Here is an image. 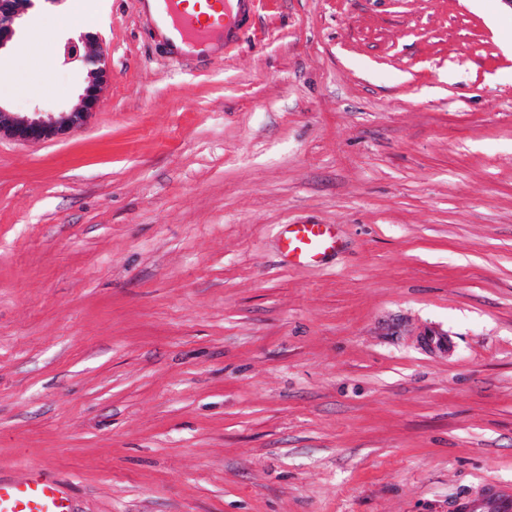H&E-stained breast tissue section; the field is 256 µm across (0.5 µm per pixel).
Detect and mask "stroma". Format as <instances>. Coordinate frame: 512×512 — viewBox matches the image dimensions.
<instances>
[{
  "label": "stroma",
  "instance_id": "obj_1",
  "mask_svg": "<svg viewBox=\"0 0 512 512\" xmlns=\"http://www.w3.org/2000/svg\"><path fill=\"white\" fill-rule=\"evenodd\" d=\"M111 77L0 137V477L75 512H455L512 487V5L262 0L170 56L86 0ZM37 0L0 107L80 108ZM42 29L43 70L16 44ZM285 224L336 252L289 263ZM83 60L92 68L88 71L80 110L58 112L57 115L49 114L46 117L39 115L42 112H36L35 117L18 118L0 107V136L5 133L16 141L38 144L58 138L84 124L99 106L103 86L109 79V70L104 57L85 56Z\"/></svg>",
  "mask_w": 512,
  "mask_h": 512
}]
</instances>
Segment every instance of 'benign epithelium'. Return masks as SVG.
Returning a JSON list of instances; mask_svg holds the SVG:
<instances>
[{
	"instance_id": "obj_1",
	"label": "benign epithelium",
	"mask_w": 512,
	"mask_h": 512,
	"mask_svg": "<svg viewBox=\"0 0 512 512\" xmlns=\"http://www.w3.org/2000/svg\"><path fill=\"white\" fill-rule=\"evenodd\" d=\"M33 4V0H0V50L12 40L15 29L14 23ZM93 34L81 33L78 40H69L64 46V59L67 62L79 58L78 44L86 43ZM84 62L91 65L88 71V82L82 95L83 105L74 112H59L47 116L18 118L0 107V134L4 133L12 139L30 144H38L58 138L71 129L84 124L95 112L101 100L103 86L109 79V70L105 58L101 56L84 57Z\"/></svg>"
}]
</instances>
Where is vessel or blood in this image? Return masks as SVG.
Returning <instances> with one entry per match:
<instances>
[{
	"instance_id": "obj_1",
	"label": "vessel or blood",
	"mask_w": 512,
	"mask_h": 512,
	"mask_svg": "<svg viewBox=\"0 0 512 512\" xmlns=\"http://www.w3.org/2000/svg\"><path fill=\"white\" fill-rule=\"evenodd\" d=\"M160 20L171 26L190 54L203 56L217 44L232 47L243 35L242 21L253 12L256 0H211L212 17L193 12L186 0H162ZM283 249L296 263H319L335 250L330 225L290 224L282 234ZM460 512H512V489L489 486L482 494L462 500ZM0 512H74L71 499L56 481L32 471L18 479L0 478Z\"/></svg>"
}]
</instances>
